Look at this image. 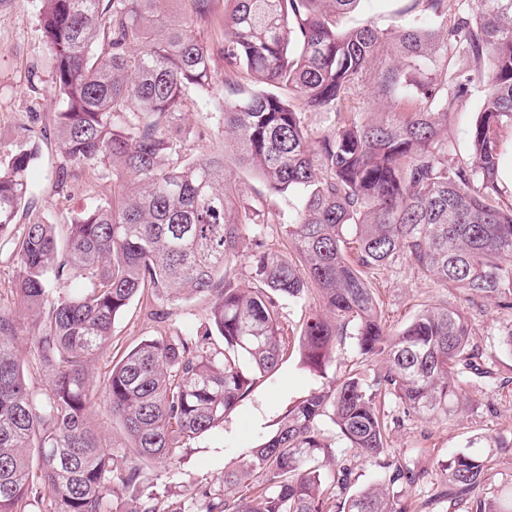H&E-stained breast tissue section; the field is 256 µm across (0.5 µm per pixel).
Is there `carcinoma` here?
<instances>
[{"mask_svg": "<svg viewBox=\"0 0 512 512\" xmlns=\"http://www.w3.org/2000/svg\"><path fill=\"white\" fill-rule=\"evenodd\" d=\"M42 0V33L55 91V141L80 171H112V198L58 226L16 216L33 197L41 145L26 137L0 159V247L16 258L15 293L36 328L46 376L30 389L14 341L16 316L0 309V512H110L112 445L88 422L103 393L136 463L121 477L134 512H157L141 495V464L161 461L224 422L289 349L280 300L318 293L298 334L303 367L322 374L337 345L386 357L373 378L341 382L293 402L277 430L224 472V498L206 512H404L384 485L344 497L347 450L387 470L380 403L408 416L448 417L484 378L472 328L457 308L422 309L386 329L370 279L400 259L476 297L512 309V189L499 176L502 131L512 128V0H412L429 17L395 28L370 22L339 31L333 18L360 0ZM224 27L213 48L198 30ZM224 58V111L182 125L193 96L213 87L211 56ZM250 84L240 82L242 75ZM374 77L394 109L367 119L357 98ZM296 91L294 105L270 87ZM483 106L464 131L470 154L448 158V121L464 98ZM331 114L313 138L307 114ZM239 164L270 196L298 193L282 225L295 257L252 239L254 287L234 281L243 231L261 224L226 167L224 147L204 160L189 144L225 131ZM199 294L209 331L147 339L112 360L101 385L93 363L112 348V328L137 296L170 304ZM223 347L211 346V335ZM340 446L325 438L324 419ZM493 446L467 445L444 477L459 494L486 480ZM337 491L329 507L328 490ZM475 512H512V489L476 500Z\"/></svg>", "mask_w": 512, "mask_h": 512, "instance_id": "1", "label": "carcinoma"}]
</instances>
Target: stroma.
<instances>
[{
  "label": "stroma",
  "instance_id": "stroma-1",
  "mask_svg": "<svg viewBox=\"0 0 512 512\" xmlns=\"http://www.w3.org/2000/svg\"><path fill=\"white\" fill-rule=\"evenodd\" d=\"M407 0H361L357 9L336 21L343 28L364 20L381 28L399 24ZM39 0H0V157L16 152L25 130L45 137L44 154L35 167V191L30 207L19 213V223L44 218L54 224L66 216L112 194V174L107 170L82 172L70 177L65 189L55 187V173L63 157L52 139L53 116L59 110L54 91L48 47L43 39ZM211 93L195 99L185 112L191 127L209 124L224 96V60L213 56ZM242 182L250 203L264 211L261 230L269 247L289 253L281 227L290 223L299 206L294 195L269 197L263 182L250 169L227 158ZM381 316L387 329L401 330L424 307L444 304L465 312L473 331V342L490 375L473 388L468 407L440 421L405 416L394 402H386L387 448L391 461L407 466L416 475L413 483H398L390 492L406 512H467L466 506L449 510L441 473L448 459L471 439L491 444L512 440V355L502 351L500 339L512 326V310H504L486 299L466 301L459 291L425 276L411 262L402 260L375 271ZM167 322L150 315L145 300H133L112 329V348L96 362L105 371L113 357L147 338L181 330L203 331L209 323V304L194 298L166 305ZM384 366L381 358L360 360L352 341L338 347L325 375L303 369L297 356H285L280 368L258 382L223 424L176 449L170 459L146 465L144 491L155 497L160 512H204L209 500L224 495V470L247 455L278 427L290 402L311 391L329 387L357 369L373 377ZM205 489L207 497L197 496Z\"/></svg>",
  "mask_w": 512,
  "mask_h": 512
}]
</instances>
